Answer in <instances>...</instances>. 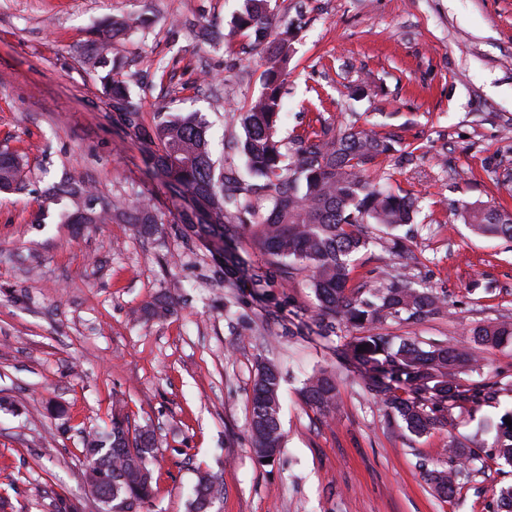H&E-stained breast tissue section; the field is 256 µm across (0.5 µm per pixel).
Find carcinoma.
I'll return each instance as SVG.
<instances>
[{
	"instance_id": "carcinoma-1",
	"label": "carcinoma",
	"mask_w": 512,
	"mask_h": 512,
	"mask_svg": "<svg viewBox=\"0 0 512 512\" xmlns=\"http://www.w3.org/2000/svg\"><path fill=\"white\" fill-rule=\"evenodd\" d=\"M272 12L271 0H245L235 24L238 31L254 37L265 61L260 90L239 113L242 134L236 149L244 158L245 179L235 169L217 165L208 123L200 113L158 112L151 127L142 124L128 83L119 78L120 66L112 63V39L130 27L128 20L99 22L96 38L83 50L84 63L98 73L102 94L112 101L115 121L144 145L146 164L161 176L172 197L187 203L179 211L182 223L237 274L247 267L237 241L257 224L267 266L251 269L245 278L257 297L268 296L272 278L285 273L288 264L304 266L318 301L319 326L360 332L336 347L337 358L360 372L388 416L420 437L450 424L451 410L458 403H490L497 398V383L464 386L459 378L467 371L489 367L480 362L475 349L491 350L512 342V322L474 327L471 347L430 344L381 332L388 322H418L445 313L447 291L417 287L408 267L388 275L376 288L350 286L353 256L370 243L358 227L377 224L393 230L411 224L416 214L414 201L365 178L366 165L395 151L394 140L373 129H338L328 124L311 136H296L293 154L284 150L278 131L282 87L292 60L291 26L273 32ZM26 179L23 157L1 150L0 192L20 191ZM53 197L62 205L63 224H105L117 215L149 233L163 223L162 214L142 193H132L126 208L118 209L81 175H66ZM254 197L268 203V214L259 222ZM467 220L477 234L512 242V213L504 209L483 205L471 209ZM281 381L277 364L260 363L249 421L252 450L260 460L276 458L284 447ZM301 393L307 404L325 415L336 409V380L325 370L311 375ZM494 429L487 457L512 467V425L502 417ZM81 444L85 485L100 503L101 512H142L152 505L150 461L156 448L149 429L132 425L122 406L115 405L110 426L84 433ZM480 452L459 442L442 449V455L455 460L456 467L449 469L436 462L424 468L436 494L453 497L482 460ZM221 483L219 476L198 471L191 512H203L204 499L211 490H221Z\"/></svg>"
}]
</instances>
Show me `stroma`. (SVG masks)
<instances>
[{
    "label": "stroma",
    "instance_id": "1",
    "mask_svg": "<svg viewBox=\"0 0 512 512\" xmlns=\"http://www.w3.org/2000/svg\"><path fill=\"white\" fill-rule=\"evenodd\" d=\"M297 26L279 135L332 123L394 137L372 178L412 194L416 280L448 292L447 314L391 324L394 336L465 343L478 325L512 320V243L478 236L466 210L512 211V0H277ZM244 0H0V149L25 154L28 184L0 193V512H99L83 479V431L105 428L121 397L132 424L155 435L153 512H188L196 468L221 475L212 512H492L512 471L483 462L457 494H433L419 461L456 440L483 443L479 422L512 409V344L485 354L501 392L459 403L454 422L415 437L388 420L335 333L316 324L302 266L271 299L229 287L224 267L181 224L140 144L112 119L82 55L96 24L145 17L115 39L145 125L158 111H199L217 160L260 90L262 56L235 32ZM78 171L119 204L132 191L164 215L158 233L121 220L60 223L49 190ZM372 239L352 273L376 284L400 258ZM166 297L173 311L144 320ZM277 363L285 446L251 449L250 395L259 363ZM336 373L339 409L326 418L303 379Z\"/></svg>",
    "mask_w": 512,
    "mask_h": 512
}]
</instances>
